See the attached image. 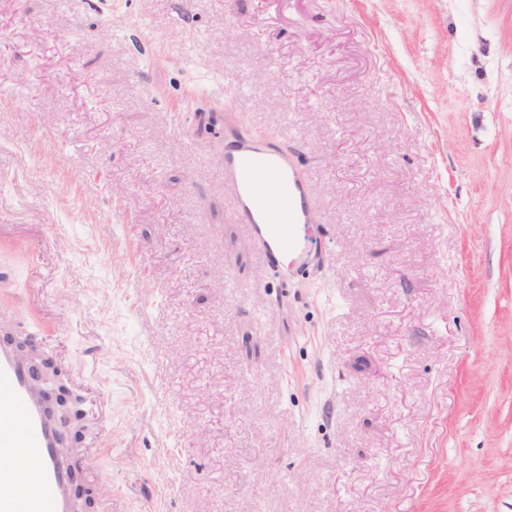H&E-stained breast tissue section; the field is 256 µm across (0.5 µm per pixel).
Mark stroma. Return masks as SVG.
<instances>
[{"instance_id": "stroma-1", "label": "stroma", "mask_w": 512, "mask_h": 512, "mask_svg": "<svg viewBox=\"0 0 512 512\" xmlns=\"http://www.w3.org/2000/svg\"><path fill=\"white\" fill-rule=\"evenodd\" d=\"M0 330L109 399L96 512H512V0H0ZM273 184L276 195L266 194ZM224 186L236 214L269 259L275 274L301 268L309 257L317 214L293 157L278 146L241 136L224 151Z\"/></svg>"}]
</instances>
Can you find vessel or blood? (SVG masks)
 <instances>
[{
  "label": "vessel or blood",
  "mask_w": 512,
  "mask_h": 512,
  "mask_svg": "<svg viewBox=\"0 0 512 512\" xmlns=\"http://www.w3.org/2000/svg\"><path fill=\"white\" fill-rule=\"evenodd\" d=\"M224 184L238 221L266 254L274 273L301 268L317 230V214L293 157L278 146L239 137L224 153ZM274 185L268 196L266 185ZM63 427L33 389L27 361L0 340V512H72V463L62 452ZM27 457L33 477L8 467Z\"/></svg>",
  "instance_id": "vessel-or-blood-1"
}]
</instances>
